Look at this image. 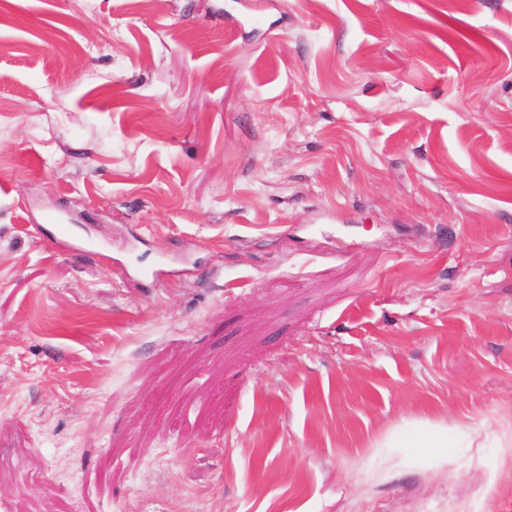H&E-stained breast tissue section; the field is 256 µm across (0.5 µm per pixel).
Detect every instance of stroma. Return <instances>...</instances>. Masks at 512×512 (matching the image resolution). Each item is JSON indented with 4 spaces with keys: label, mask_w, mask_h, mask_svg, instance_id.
I'll use <instances>...</instances> for the list:
<instances>
[{
    "label": "stroma",
    "mask_w": 512,
    "mask_h": 512,
    "mask_svg": "<svg viewBox=\"0 0 512 512\" xmlns=\"http://www.w3.org/2000/svg\"><path fill=\"white\" fill-rule=\"evenodd\" d=\"M194 489L512 512V0H0V512ZM44 226L49 234V241L65 251H82L84 249L93 248L91 244H83L78 240L69 224L58 216L48 214L44 217Z\"/></svg>",
    "instance_id": "1"
}]
</instances>
